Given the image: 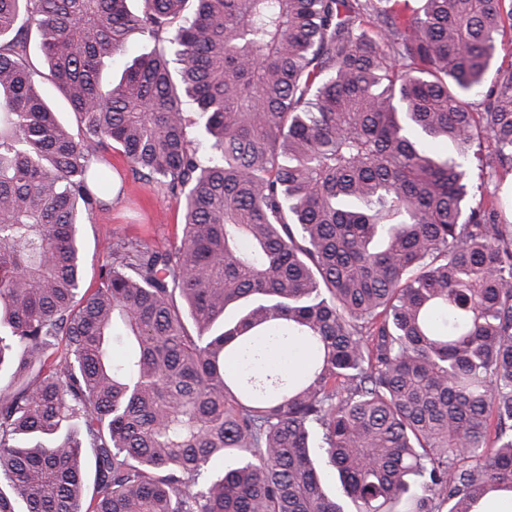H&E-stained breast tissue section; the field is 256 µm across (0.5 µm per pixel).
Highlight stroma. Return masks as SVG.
<instances>
[{
	"mask_svg": "<svg viewBox=\"0 0 512 512\" xmlns=\"http://www.w3.org/2000/svg\"><path fill=\"white\" fill-rule=\"evenodd\" d=\"M29 60L35 72V85L57 112L59 119L71 129H78L79 119L57 87L46 78V68L37 37L29 39ZM488 145L473 146L467 162L469 181L482 197L512 193V177L495 178L488 166ZM109 177L119 179L124 189L96 209L91 223L81 225L80 236L85 255L83 285L96 287L98 273L109 260L107 239L118 236L166 246L182 234L183 200L173 196L166 183L139 178L117 152L106 153L98 164Z\"/></svg>",
	"mask_w": 512,
	"mask_h": 512,
	"instance_id": "1",
	"label": "stroma"
}]
</instances>
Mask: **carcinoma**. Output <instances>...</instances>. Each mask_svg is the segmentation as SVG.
I'll return each instance as SVG.
<instances>
[{
    "label": "carcinoma",
    "mask_w": 512,
    "mask_h": 512,
    "mask_svg": "<svg viewBox=\"0 0 512 512\" xmlns=\"http://www.w3.org/2000/svg\"><path fill=\"white\" fill-rule=\"evenodd\" d=\"M139 2L0 0V512L512 503V221L466 167L512 165V60L471 106L505 0ZM135 30L168 49L103 84ZM110 149L184 232L112 238L89 291ZM29 60L35 72L34 80L35 85L41 92L43 97L51 105L54 112H58L59 119L69 125L73 133L79 132V119L74 112H72L68 102L59 92L57 87L46 78L47 70L44 65L43 54L41 52L39 41L37 39L35 30L33 29L29 38ZM490 148L487 142H483L481 146L475 144L470 153L467 162V170L469 181L472 187L481 188V193L476 192V200L473 204L478 203L480 196L484 197V201L490 198L493 192L500 196L508 195L511 200V174H505L503 177H492L491 170L488 167ZM502 182L503 184L497 188L496 186Z\"/></svg>",
    "instance_id": "carcinoma-1"
}]
</instances>
